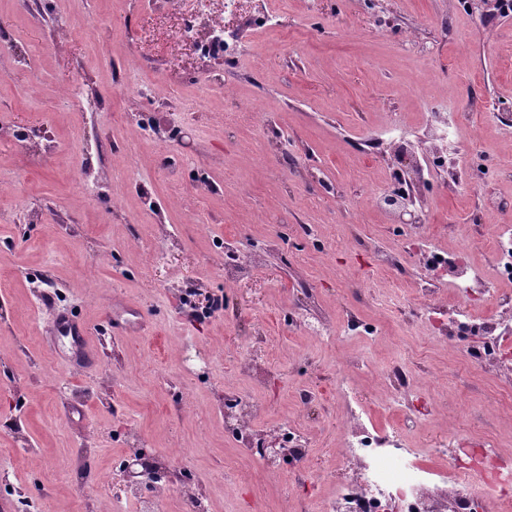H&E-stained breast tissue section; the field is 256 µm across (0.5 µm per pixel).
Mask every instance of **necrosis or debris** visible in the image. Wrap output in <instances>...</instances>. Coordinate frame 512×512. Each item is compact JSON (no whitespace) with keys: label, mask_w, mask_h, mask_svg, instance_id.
Segmentation results:
<instances>
[{"label":"necrosis or debris","mask_w":512,"mask_h":512,"mask_svg":"<svg viewBox=\"0 0 512 512\" xmlns=\"http://www.w3.org/2000/svg\"><path fill=\"white\" fill-rule=\"evenodd\" d=\"M207 2L192 0L198 16L207 19L212 28L207 47L223 52L225 62H237L243 41L235 29L211 18ZM431 128L430 140L418 152L425 164L419 167L417 179H425L433 172L451 179L473 178L476 170L460 149L453 116L445 109H437L432 114ZM420 262L428 279L420 288L419 307L431 321L436 337H491V345L469 352L468 357L490 362L502 360L504 345L512 341V336L504 332L505 326L512 323V299L495 298L496 316L472 315L467 306L439 301L435 289L442 282L459 289L475 281L465 255L447 254L428 243L420 251ZM238 368L247 373L257 392L265 388V371L257 361L242 360ZM257 392L248 395L225 389L224 439L242 459L261 465L268 473H288L290 464L308 459L309 446L297 431L283 425L276 434L287 446V455L266 456L258 427L266 402ZM347 429L348 437L336 462L345 477L337 482L325 505L326 512H500L504 504L512 502V468L504 465L498 454L490 452L487 444L459 449L446 469L429 470L417 463L414 450L398 432L379 430L364 407L352 405ZM152 468L160 477L146 488L116 478L112 485L113 502L141 499L148 505L147 512H163L168 485L162 474L169 469L167 458L158 457Z\"/></svg>","instance_id":"1"}]
</instances>
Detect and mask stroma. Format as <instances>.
<instances>
[{
  "label": "stroma",
  "mask_w": 512,
  "mask_h": 512,
  "mask_svg": "<svg viewBox=\"0 0 512 512\" xmlns=\"http://www.w3.org/2000/svg\"><path fill=\"white\" fill-rule=\"evenodd\" d=\"M277 8L274 29H248L253 0L230 19L247 32L230 69L164 0H0V500L112 512L106 482L134 433L195 471L210 512H253L255 499L313 512L331 491L344 409L302 411L294 396L309 387L353 388L434 469L462 439L512 432V369L468 361L471 337L435 340L414 316L420 245L377 199L396 163L364 148L393 120L454 113L485 175L434 182L423 210L434 244L469 249L482 282L470 301L494 315L487 296H512L487 246L492 225L512 224V16L470 0ZM125 68L133 87L116 82ZM302 224L320 246H292ZM228 243L256 257L230 288ZM226 293L229 308L208 312ZM117 301L145 331L112 335ZM353 310L381 334L349 332ZM61 313L86 325L92 369L52 341ZM252 354L268 371L260 428L296 419L310 441L302 482L253 464L239 487L225 468L224 388L242 386L235 367ZM395 361L416 383L376 399L375 376ZM423 396L437 414L417 427Z\"/></svg>",
  "instance_id": "obj_1"
}]
</instances>
